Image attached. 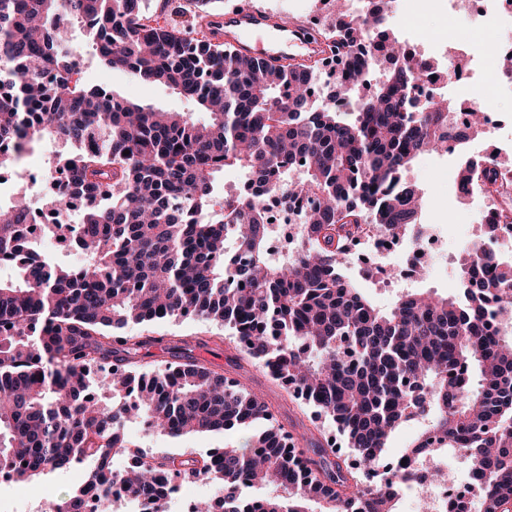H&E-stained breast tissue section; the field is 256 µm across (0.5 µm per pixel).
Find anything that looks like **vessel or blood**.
I'll use <instances>...</instances> for the list:
<instances>
[{
    "instance_id": "1",
    "label": "vessel or blood",
    "mask_w": 512,
    "mask_h": 512,
    "mask_svg": "<svg viewBox=\"0 0 512 512\" xmlns=\"http://www.w3.org/2000/svg\"><path fill=\"white\" fill-rule=\"evenodd\" d=\"M320 24L316 17L285 22L255 0H233L225 10L204 20L203 28L240 55L279 65L330 57L318 32Z\"/></svg>"
}]
</instances>
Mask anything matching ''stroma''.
<instances>
[{
  "mask_svg": "<svg viewBox=\"0 0 512 512\" xmlns=\"http://www.w3.org/2000/svg\"><path fill=\"white\" fill-rule=\"evenodd\" d=\"M74 45L82 56L80 78L84 83L108 87L130 100L168 110L190 112L195 119L206 120V113L200 112L193 101L178 95L169 87L139 83L126 74L106 69L93 57L90 46L82 36H75ZM59 148V143L50 138L31 143L17 164L8 169L9 181L0 184V197L9 198L15 185L22 184L27 187L32 203L44 204V189L37 174L48 169ZM457 163V157L443 152L425 154L419 156L407 171L408 180L419 185L425 193L419 215L420 223L434 225L450 222L455 226L445 248L449 258L446 265L412 283L386 281L358 264L350 265L349 276L359 283L379 309L392 308L398 297L409 291H424L440 296L453 294L459 279V260L463 249L483 240L484 231L476 209L469 199L461 197L457 191ZM128 331L134 335L155 337L220 336L224 333V327L215 321L186 317L146 326L132 325ZM240 379L250 389L272 401L277 420L285 430L295 435L302 434L303 416L285 391L270 383L251 366L241 370ZM127 434L133 443L157 453L183 448L204 453L226 444H238L243 436L242 431L235 428L222 434L205 433L173 439L156 430L145 431L137 422L128 424ZM89 469V464L84 463L67 470L50 472L28 483H12L1 487L0 512H33L38 503L70 493L84 481Z\"/></svg>",
  "mask_w": 512,
  "mask_h": 512,
  "instance_id": "obj_1",
  "label": "stroma"
}]
</instances>
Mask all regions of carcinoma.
<instances>
[{
    "mask_svg": "<svg viewBox=\"0 0 512 512\" xmlns=\"http://www.w3.org/2000/svg\"><path fill=\"white\" fill-rule=\"evenodd\" d=\"M149 0H0V169L24 146L62 143L50 167L73 196H96L69 228L85 261L28 257L32 208L18 192L0 203V256L17 261L0 282V466L13 482L92 461L84 482L45 512H109L112 484L161 512L174 472L203 478L224 512H396L395 488L410 474L370 478L390 436L421 430L404 459L458 448L482 496L479 512H512V262L488 241L465 250L455 294L411 291L378 309L346 275L345 244L372 226L394 238L417 224L423 192L406 179L420 155L460 149L450 97L420 100L428 69L388 28L384 7L336 12L323 30L338 65L329 102L311 95L315 65L272 66L242 57L198 31L223 0L171 4L146 23ZM84 31L101 65L193 100L209 121L135 103L73 78L72 31ZM374 88L359 92L371 73ZM129 154H124V151ZM235 168L256 189L215 200L217 178ZM499 161L463 159L467 197ZM298 179L315 202L303 245L278 263L265 194ZM507 327L488 331L487 316ZM193 316L227 336H169L171 360L142 368L154 336L130 325ZM228 341L233 366L251 364L291 390L317 429L343 433L354 462L317 438L276 424L273 406L193 354ZM110 367L94 390L91 371ZM146 418L180 438L267 428L217 454L129 455L127 423ZM273 494L247 498L245 485Z\"/></svg>",
    "mask_w": 512,
    "mask_h": 512,
    "instance_id": "cac0c4a2",
    "label": "carcinoma"
}]
</instances>
